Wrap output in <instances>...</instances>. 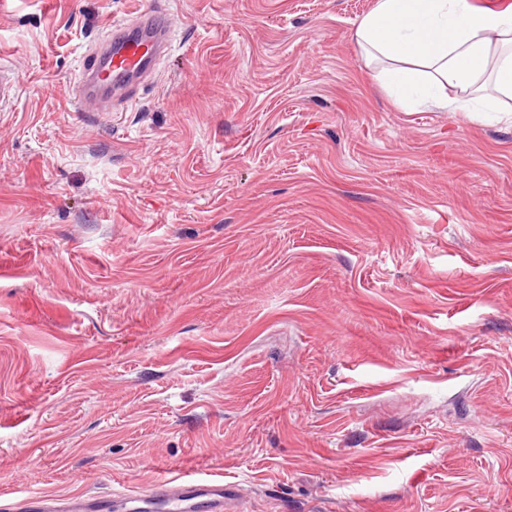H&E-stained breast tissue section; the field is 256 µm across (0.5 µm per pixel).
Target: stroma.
<instances>
[{"mask_svg": "<svg viewBox=\"0 0 512 512\" xmlns=\"http://www.w3.org/2000/svg\"><path fill=\"white\" fill-rule=\"evenodd\" d=\"M374 0H0V504L512 512V120L396 109ZM164 5L132 105L78 62ZM18 88V79L14 71L0 63V112L12 105ZM147 506L164 512H224V481L183 472L177 477L152 483L138 493L112 499L114 512L136 511ZM48 497L37 492H29L21 499L22 510L27 512H51V511H65V512H106L102 511L107 509L104 502H98L96 499L89 496H76L66 499V503L61 506H52L46 503ZM100 508V511H92Z\"/></svg>", "mask_w": 512, "mask_h": 512, "instance_id": "35a3bbf8", "label": "stroma"}]
</instances>
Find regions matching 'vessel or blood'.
<instances>
[{"label": "vessel or blood", "mask_w": 512, "mask_h": 512, "mask_svg": "<svg viewBox=\"0 0 512 512\" xmlns=\"http://www.w3.org/2000/svg\"><path fill=\"white\" fill-rule=\"evenodd\" d=\"M172 31L169 12L155 7L114 22L111 32L82 61L77 82L80 101L99 112L127 104L153 75L158 60L169 53ZM17 88L14 71L0 63V112L12 105ZM143 505L161 512H224V483L185 472L112 501L114 512H138Z\"/></svg>", "instance_id": "vessel-or-blood-1"}]
</instances>
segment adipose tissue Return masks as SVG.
<instances>
[{
	"label": "adipose tissue",
	"instance_id": "ef3b65f1",
	"mask_svg": "<svg viewBox=\"0 0 512 512\" xmlns=\"http://www.w3.org/2000/svg\"><path fill=\"white\" fill-rule=\"evenodd\" d=\"M356 40L400 109L512 110V0H375Z\"/></svg>",
	"mask_w": 512,
	"mask_h": 512
}]
</instances>
